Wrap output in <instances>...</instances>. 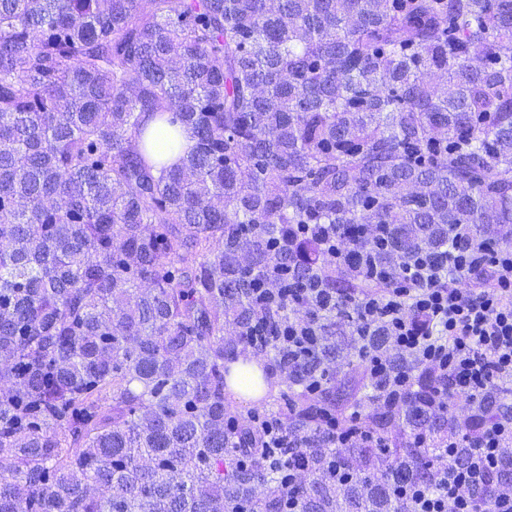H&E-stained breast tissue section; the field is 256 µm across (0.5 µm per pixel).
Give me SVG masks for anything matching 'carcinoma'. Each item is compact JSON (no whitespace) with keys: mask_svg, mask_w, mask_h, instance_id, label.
<instances>
[{"mask_svg":"<svg viewBox=\"0 0 512 512\" xmlns=\"http://www.w3.org/2000/svg\"><path fill=\"white\" fill-rule=\"evenodd\" d=\"M147 114L191 128L179 162ZM291 224H381L378 255L512 241V0H0V512H284L225 367ZM270 354L329 384L286 424L301 512H396L368 467L339 492L325 471L353 449L318 425L379 387L336 379L329 336L299 367ZM431 387L372 413L407 429L398 481H428L408 441L451 421Z\"/></svg>","mask_w":512,"mask_h":512,"instance_id":"obj_1","label":"carcinoma"}]
</instances>
